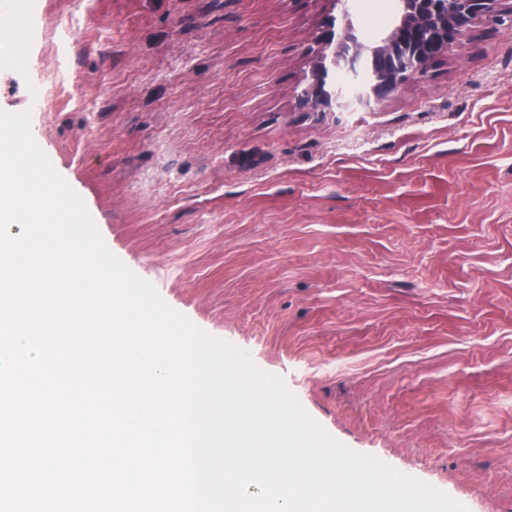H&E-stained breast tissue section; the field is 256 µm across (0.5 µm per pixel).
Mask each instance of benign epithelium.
<instances>
[{
    "mask_svg": "<svg viewBox=\"0 0 512 512\" xmlns=\"http://www.w3.org/2000/svg\"><path fill=\"white\" fill-rule=\"evenodd\" d=\"M335 17L318 40L309 81L299 95L309 112H356L397 93L407 81L423 77L438 59L462 47L478 19L512 24V10L500 0H393L392 19L370 41L356 35L355 0H333Z\"/></svg>",
    "mask_w": 512,
    "mask_h": 512,
    "instance_id": "1",
    "label": "benign epithelium"
}]
</instances>
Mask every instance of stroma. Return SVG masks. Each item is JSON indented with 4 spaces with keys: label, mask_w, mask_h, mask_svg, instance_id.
I'll return each mask as SVG.
<instances>
[{
    "label": "stroma",
    "mask_w": 512,
    "mask_h": 512,
    "mask_svg": "<svg viewBox=\"0 0 512 512\" xmlns=\"http://www.w3.org/2000/svg\"><path fill=\"white\" fill-rule=\"evenodd\" d=\"M15 5L38 35L0 29V112L108 249L337 441L512 512V26L308 112L331 0Z\"/></svg>",
    "instance_id": "35a3bbf8"
}]
</instances>
